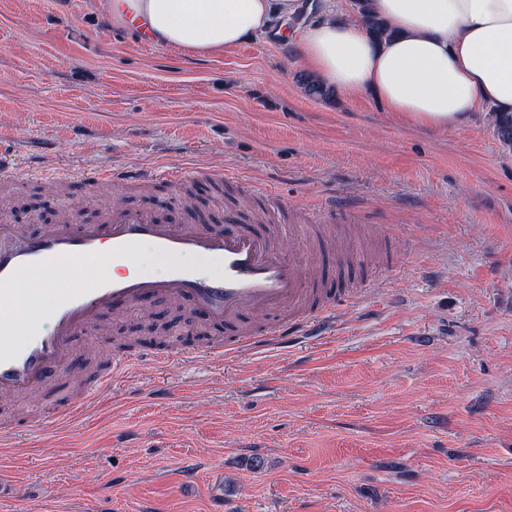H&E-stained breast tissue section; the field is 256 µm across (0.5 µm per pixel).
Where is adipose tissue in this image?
Listing matches in <instances>:
<instances>
[{"label":"adipose tissue","mask_w":512,"mask_h":512,"mask_svg":"<svg viewBox=\"0 0 512 512\" xmlns=\"http://www.w3.org/2000/svg\"><path fill=\"white\" fill-rule=\"evenodd\" d=\"M113 25L196 56L237 48L306 12L304 0H107ZM383 21L376 41L363 16ZM308 75L373 92L402 122L463 126L512 112V0H324L293 43Z\"/></svg>","instance_id":"ef3b65f1"}]
</instances>
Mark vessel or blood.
<instances>
[{
    "instance_id": "1",
    "label": "vessel or blood",
    "mask_w": 512,
    "mask_h": 512,
    "mask_svg": "<svg viewBox=\"0 0 512 512\" xmlns=\"http://www.w3.org/2000/svg\"><path fill=\"white\" fill-rule=\"evenodd\" d=\"M167 260L163 274L91 275L57 289L54 305L40 317L29 314L33 272L63 265L100 262L135 265L143 248ZM217 260L220 274L198 266ZM320 277L307 262L284 254L268 225L225 231L200 224H171L149 213L124 208L104 212L99 221L77 217L43 225L35 234L15 224H0V395L41 388L66 367L73 338L103 314L170 300L193 307L218 323L234 324L243 313L285 312L254 334L253 342H285L290 334L321 324L336 306L319 288ZM119 358L77 395L48 413L44 424L64 423L87 410L108 391Z\"/></svg>"
}]
</instances>
